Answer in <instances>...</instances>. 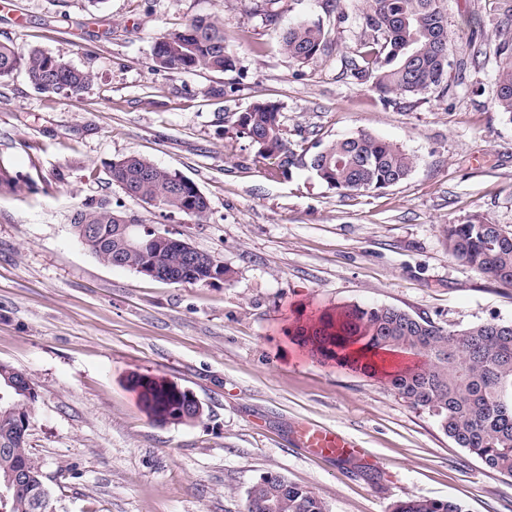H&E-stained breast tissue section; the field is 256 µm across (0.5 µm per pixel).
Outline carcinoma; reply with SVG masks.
<instances>
[{
	"instance_id": "1",
	"label": "carcinoma",
	"mask_w": 512,
	"mask_h": 512,
	"mask_svg": "<svg viewBox=\"0 0 512 512\" xmlns=\"http://www.w3.org/2000/svg\"><path fill=\"white\" fill-rule=\"evenodd\" d=\"M369 39L361 42L345 67L383 100L393 96L421 100L437 91L448 93L451 36L442 0H367L363 13ZM284 52L299 64L324 53L325 31L318 21L301 22L282 36ZM496 51L500 56L496 105L512 120V14L499 23ZM156 68L168 73L196 70L230 71L234 57L224 48V24L215 16L196 17L184 28L162 34L152 50ZM23 72L39 90L77 95L92 74L36 48L0 41V78ZM224 122L240 128L256 149L258 162L274 161L271 174L287 177L308 165L341 196L377 191L405 180L415 158L399 145L367 132L328 142L317 141L310 155L291 149L283 130L281 107L256 101L245 111L224 113ZM112 180L134 191L132 198L161 213H186L196 184L150 159L130 154L109 164ZM112 209L85 204L71 218L81 243L99 260L137 269L147 261L170 276H185L195 284L211 278L208 267L190 269L181 249L142 230L144 248L129 251ZM442 233L458 260L489 279L512 286V232L498 224L476 220L447 224ZM293 340L322 361L341 368L361 369L352 348L379 356L381 352L412 354L417 367L385 374L394 392L415 409L427 412L458 447L485 467L512 477V323L486 321L451 329L393 306H336L315 319L296 320ZM149 412L163 423L199 419L189 396L176 394L162 381L138 380ZM37 392H11L0 399V474L20 461L35 475L40 462L27 449L26 422ZM276 503L275 512H327L316 492L288 478L260 476L249 487L245 512H261V504ZM393 512H465L453 500L408 497Z\"/></svg>"
}]
</instances>
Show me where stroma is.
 Masks as SVG:
<instances>
[{
	"label": "stroma",
	"mask_w": 512,
	"mask_h": 512,
	"mask_svg": "<svg viewBox=\"0 0 512 512\" xmlns=\"http://www.w3.org/2000/svg\"><path fill=\"white\" fill-rule=\"evenodd\" d=\"M278 14L265 23L267 8ZM447 94L379 100L344 68L365 36V0H0V41L90 71L79 95L0 78V363L38 391L27 446L50 512H243L264 473L314 490L327 512H391L409 496L512 512V478L456 446L383 380L321 363L290 335L296 315L394 306L450 328L512 322V287L454 258L441 228L512 231V120L496 107L494 27L512 0H444ZM344 22H337V12ZM218 16L233 70L154 69L163 32ZM321 22L328 49L298 65L289 27ZM278 103L295 152L360 132L416 159L387 189L348 197L309 168L274 177L224 121ZM129 154L192 180L203 220L126 196L109 164ZM90 201L215 255L230 281L168 284L103 264L71 217ZM189 390L203 415L155 422L133 378ZM315 423L355 441L351 460L296 439Z\"/></svg>",
	"instance_id": "35a3bbf8"
}]
</instances>
